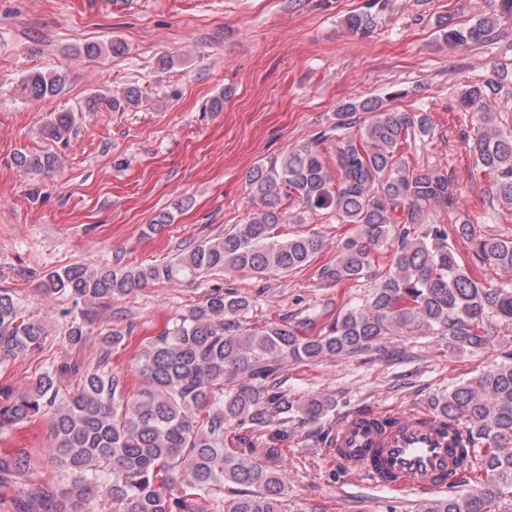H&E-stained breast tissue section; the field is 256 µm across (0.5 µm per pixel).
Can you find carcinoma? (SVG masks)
Returning a JSON list of instances; mask_svg holds the SVG:
<instances>
[{
    "label": "carcinoma",
    "mask_w": 512,
    "mask_h": 512,
    "mask_svg": "<svg viewBox=\"0 0 512 512\" xmlns=\"http://www.w3.org/2000/svg\"><path fill=\"white\" fill-rule=\"evenodd\" d=\"M370 0L367 10L346 18L350 32L366 36L376 28ZM512 21V0H501L497 14L457 28L438 21L440 36L451 49L493 38ZM89 55L126 53L120 39L107 49L88 44ZM502 80L475 83L461 102L473 110L477 134L467 141L475 167L493 180L500 206L512 209V130L500 127L495 113L482 110L501 92ZM63 69L36 72L23 80L31 100L63 92ZM142 91L130 85L109 96L94 95L91 110L125 112L139 104ZM364 115L353 133L337 136L327 154L326 134L292 147L274 164L249 169L245 182L254 210L246 223L222 237L204 240L164 264L132 265L119 255L101 268L70 266L47 272L40 289L48 297L102 305L124 298L150 282L248 270L265 275L306 266L322 250L316 234L288 238L274 235L284 222L279 208L288 198L307 213L327 211L343 224L357 226L345 239L336 261L319 277L339 284L357 281L373 254L398 241L390 266L364 303L336 312L324 333L288 322L258 329L243 327L251 299L215 288L188 317L154 337L140 355L143 384L127 391L124 374L112 369V351L131 327L97 332L98 362L80 370L66 362L35 374L27 389L0 388V429L48 417L54 441L46 455L60 476L35 498L20 499L19 512H85L97 490H104L110 512H286L288 482L273 461L281 449L268 433L283 420L317 421L335 406L330 397H288L278 377L291 359L312 362L325 356L360 353L404 330L432 331L448 337V348L479 350L490 344L487 317L512 322V286L480 282L461 264L450 238L470 242L476 259L492 270L512 272V238L476 233L467 221L451 227L430 221L435 206L452 209L461 193L457 178L443 170L412 169L399 153L410 139L429 133L425 112H401L377 98L344 103L334 129L349 128V118ZM75 122L59 112L44 135L65 140ZM23 173H43L59 165L51 152L19 151L13 157ZM94 318L81 315L64 328L62 343L80 348L92 335ZM49 330L23 314L13 295L0 290V358L42 349ZM73 374L76 388L62 390L61 377ZM435 414L456 427L466 448H483V478L474 489L455 491L420 504L418 512H495L512 499V355L453 386L434 399ZM243 431L235 448L224 447L228 431ZM31 456L0 454V488L29 470Z\"/></svg>",
    "instance_id": "1"
}]
</instances>
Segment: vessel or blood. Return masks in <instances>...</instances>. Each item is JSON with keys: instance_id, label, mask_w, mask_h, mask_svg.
Instances as JSON below:
<instances>
[{"instance_id": "vessel-or-blood-1", "label": "vessel or blood", "mask_w": 512, "mask_h": 512, "mask_svg": "<svg viewBox=\"0 0 512 512\" xmlns=\"http://www.w3.org/2000/svg\"><path fill=\"white\" fill-rule=\"evenodd\" d=\"M331 452L352 475L383 488L443 490L463 468L454 433L425 413L347 416Z\"/></svg>"}]
</instances>
